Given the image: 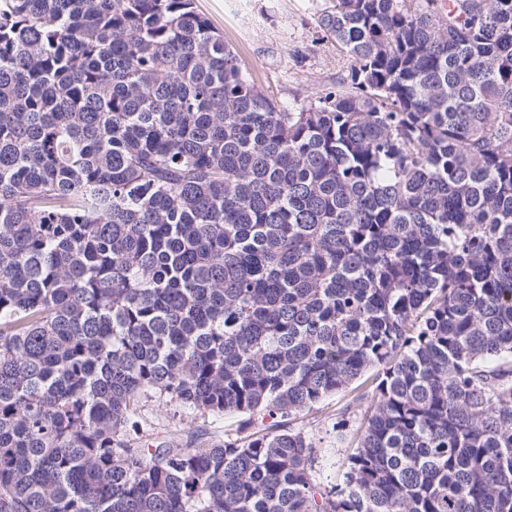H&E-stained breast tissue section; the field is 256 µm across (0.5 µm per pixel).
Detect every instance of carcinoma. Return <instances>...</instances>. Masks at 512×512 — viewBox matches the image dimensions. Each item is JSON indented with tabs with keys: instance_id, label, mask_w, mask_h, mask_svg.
<instances>
[{
	"instance_id": "1",
	"label": "carcinoma",
	"mask_w": 512,
	"mask_h": 512,
	"mask_svg": "<svg viewBox=\"0 0 512 512\" xmlns=\"http://www.w3.org/2000/svg\"><path fill=\"white\" fill-rule=\"evenodd\" d=\"M317 23L290 108L194 0H0V512H512V0ZM371 370L324 485L294 421ZM141 406L142 426L137 434L148 443L171 442L178 448H196L201 442L224 441V429L236 424L233 418L194 416L192 411H183L157 397L143 399Z\"/></svg>"
}]
</instances>
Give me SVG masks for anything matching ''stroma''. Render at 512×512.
I'll return each mask as SVG.
<instances>
[{
	"label": "stroma",
	"instance_id": "obj_1",
	"mask_svg": "<svg viewBox=\"0 0 512 512\" xmlns=\"http://www.w3.org/2000/svg\"><path fill=\"white\" fill-rule=\"evenodd\" d=\"M330 0H195L197 11L223 34L250 81L279 105L292 107L333 86L349 64L317 25ZM360 383L327 398L300 416L298 423L319 442L324 455L320 480L342 482L348 441L337 440L336 426L353 431L367 406ZM140 436L151 443L181 448L219 443L234 419L199 416L152 397L141 403Z\"/></svg>",
	"mask_w": 512,
	"mask_h": 512
}]
</instances>
